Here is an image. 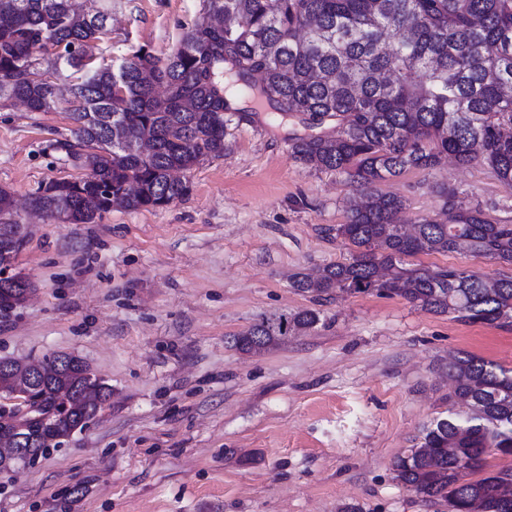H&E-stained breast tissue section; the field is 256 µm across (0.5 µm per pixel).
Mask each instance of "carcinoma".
<instances>
[{"label":"carcinoma","instance_id":"1","mask_svg":"<svg viewBox=\"0 0 512 512\" xmlns=\"http://www.w3.org/2000/svg\"><path fill=\"white\" fill-rule=\"evenodd\" d=\"M86 2L78 12L70 0H0V99L46 112L56 80L80 74L69 87L75 142L58 147L85 173L51 180L30 200L62 224L188 195L185 175L224 157L232 87L303 125L328 117V129L291 138V154L359 189L451 157L490 167L512 190V0H203L206 18L166 57L142 46L103 66L85 59L90 43L107 35L112 0ZM443 195L448 220L424 219L410 236L401 231L402 198L376 194L351 206L346 222L325 233L355 250L316 278L295 276L293 287L398 296L460 322L511 327L512 276L406 261L465 247L512 265V224L489 222L455 188ZM19 229L14 197L0 188V269L13 263ZM31 288L27 281L8 289L0 304L15 307ZM320 321L315 309L265 317L227 343L250 353ZM88 370L72 355L46 361L37 396L51 421L29 424L31 454L58 447L77 426ZM448 375L467 411L424 427L419 445L395 462L396 479L448 512H468L476 501L486 512H512L502 493L512 467L473 478L488 449L512 455V372L459 353Z\"/></svg>","mask_w":512,"mask_h":512}]
</instances>
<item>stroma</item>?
I'll return each mask as SVG.
<instances>
[{
  "instance_id": "1",
  "label": "stroma",
  "mask_w": 512,
  "mask_h": 512,
  "mask_svg": "<svg viewBox=\"0 0 512 512\" xmlns=\"http://www.w3.org/2000/svg\"><path fill=\"white\" fill-rule=\"evenodd\" d=\"M203 0H112L111 33L92 53L168 55ZM66 95L47 112L0 99V187L22 224L13 263L34 286L0 312V359L81 358L112 389L96 416L33 464L0 472V512H448L400 484L396 459L453 413L448 357L512 369V328L468 324L403 298L332 292L315 301L297 274L344 260L325 235L358 192L293 159L302 125L270 109L233 116L223 158L196 166L188 196L117 208L93 224L36 216L28 197L74 176ZM454 187L487 220L512 222V191L487 166L405 170L374 192L404 219L442 216ZM415 263L491 278L512 266L466 250ZM320 308L323 322L244 354L227 337L256 320Z\"/></svg>"
}]
</instances>
